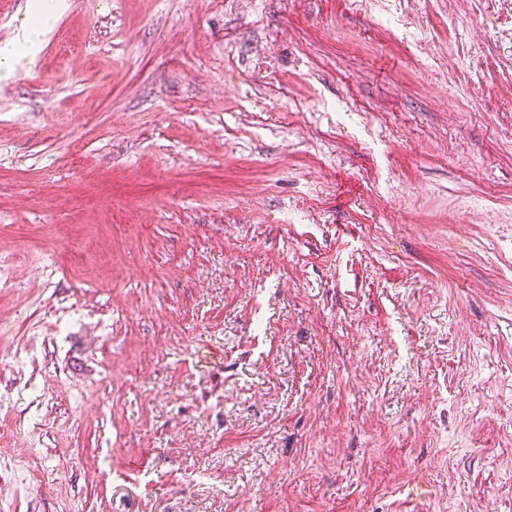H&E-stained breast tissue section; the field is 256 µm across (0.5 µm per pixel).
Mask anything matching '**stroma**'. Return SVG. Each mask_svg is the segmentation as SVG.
Wrapping results in <instances>:
<instances>
[{"instance_id": "stroma-1", "label": "stroma", "mask_w": 512, "mask_h": 512, "mask_svg": "<svg viewBox=\"0 0 512 512\" xmlns=\"http://www.w3.org/2000/svg\"><path fill=\"white\" fill-rule=\"evenodd\" d=\"M0 80V512H512V0H64Z\"/></svg>"}]
</instances>
